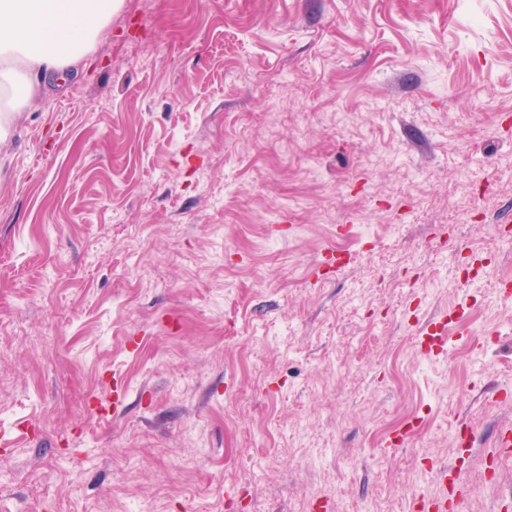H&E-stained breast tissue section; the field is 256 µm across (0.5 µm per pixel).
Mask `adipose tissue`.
<instances>
[{
    "mask_svg": "<svg viewBox=\"0 0 512 512\" xmlns=\"http://www.w3.org/2000/svg\"><path fill=\"white\" fill-rule=\"evenodd\" d=\"M123 0H0V143L43 85L79 76Z\"/></svg>",
    "mask_w": 512,
    "mask_h": 512,
    "instance_id": "adipose-tissue-1",
    "label": "adipose tissue"
}]
</instances>
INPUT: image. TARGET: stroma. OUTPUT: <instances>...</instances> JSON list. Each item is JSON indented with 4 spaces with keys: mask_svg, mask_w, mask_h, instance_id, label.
Returning a JSON list of instances; mask_svg holds the SVG:
<instances>
[{
    "mask_svg": "<svg viewBox=\"0 0 512 512\" xmlns=\"http://www.w3.org/2000/svg\"><path fill=\"white\" fill-rule=\"evenodd\" d=\"M509 276L512 0H124L0 144V512H414L468 429L512 512ZM447 322H429L420 331L419 343L421 348L432 356L444 353L446 344Z\"/></svg>",
    "mask_w": 512,
    "mask_h": 512,
    "instance_id": "1",
    "label": "stroma"
}]
</instances>
